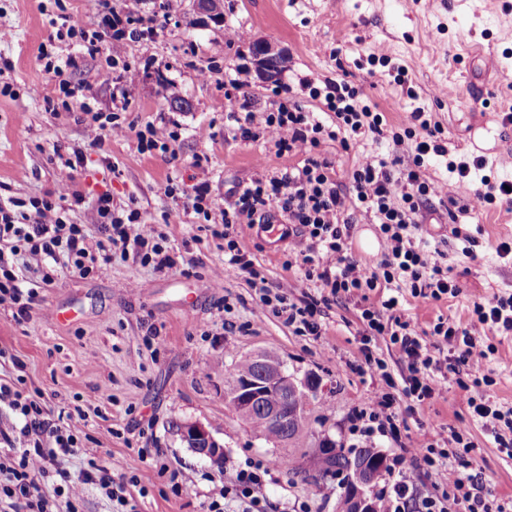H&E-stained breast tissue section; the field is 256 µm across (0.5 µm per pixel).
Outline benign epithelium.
<instances>
[{"instance_id": "obj_1", "label": "benign epithelium", "mask_w": 512, "mask_h": 512, "mask_svg": "<svg viewBox=\"0 0 512 512\" xmlns=\"http://www.w3.org/2000/svg\"><path fill=\"white\" fill-rule=\"evenodd\" d=\"M284 52L268 42H259L253 51L254 62L260 78L273 81L280 72L279 60ZM259 369L275 367L280 370L282 386L298 390L300 388L315 392L319 389V380L314 377L302 379L288 373L279 359L266 353L253 355ZM224 399L228 405L238 411L244 418L258 411L267 421L284 426L300 415V409L280 398V394L272 391L257 377L236 379L225 390ZM182 439L195 452L213 460L223 457L224 449L211 438L209 433L197 424H186L181 428ZM371 485L370 472L363 466L356 467L353 487L348 494L340 496L336 512H372V501L365 489Z\"/></svg>"}]
</instances>
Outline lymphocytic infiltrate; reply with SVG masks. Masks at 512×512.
Masks as SVG:
<instances>
[{"instance_id": "obj_1", "label": "lymphocytic infiltrate", "mask_w": 512, "mask_h": 512, "mask_svg": "<svg viewBox=\"0 0 512 512\" xmlns=\"http://www.w3.org/2000/svg\"><path fill=\"white\" fill-rule=\"evenodd\" d=\"M143 5L144 0H122L121 9L109 10L105 16L103 30L71 25L57 29L56 38L94 43L106 37L112 43L113 60H122L128 40L155 32L146 23ZM301 86L310 98L323 100L324 117H316L296 101L279 102L259 116L252 112L226 113V131L233 139L265 138L273 143L278 155L295 158L296 163L240 185L221 211L220 236L230 264L252 277L256 274L254 262L243 250L240 234L256 224L284 221L292 238L291 251L300 258L303 274L293 284L260 286L257 294L261 304L296 333L316 336L321 329V305L339 297L357 300L362 305L360 353L371 369L384 367L374 355L373 344L381 338L389 340L407 374L396 393L376 396L367 407L353 413L351 432L357 435L359 444L367 446L375 433L383 430L399 438L393 404L403 402L411 413L416 405L431 399L436 375L448 360L481 365L495 351L493 345L483 341V334H512V295H497L474 303L470 325L438 319L429 334L438 337L440 349L432 351L426 336L405 318L400 299L392 292L397 282L405 283L413 297L435 301L456 296L459 291L458 283L441 268L443 252L415 245L408 233L410 225L418 224L424 203L444 190L443 185L426 177L429 162H444L449 173L462 180L481 172L474 191L477 206L505 203L512 207V190L507 189L505 181L484 176V157L450 159L441 142V126L432 122L430 113L422 108L409 113L403 131L390 133L383 113L358 104L357 92L348 84L329 82L320 88L306 78ZM366 132L377 139L392 138L396 143L413 140V156L400 168L386 158L368 156L351 171L348 185H341L321 146L330 140L346 149L351 136ZM71 179L69 171H60L56 199L44 198L35 204L38 214L57 212L54 223L21 221L12 207L0 204V303L10 305L16 322L32 318L42 292L53 284L57 268L83 278L92 276L111 265L117 250L134 253L143 264L156 269H170L176 264L166 238L158 234L155 225L140 223L136 209L116 210L110 196L99 197L92 225L67 223L64 213L82 202L81 196L70 189ZM354 209L370 213L380 226L384 257L377 268L345 257L353 226L350 212ZM30 255L43 263L35 277L26 274V258ZM12 365L15 376L0 378V408L10 409L17 418L16 424L0 427V512H52L42 493L48 482L57 494L66 496L68 512H79L89 486L104 490L110 499L123 505L127 502V486H144L152 473H165L170 480H177V473L160 465L156 448L141 449L147 470L131 475L124 485L114 484L111 468L93 460L76 474L61 468L60 456L73 453L87 440V416L77 409L67 413L65 420L52 419L40 397L22 388L24 362L16 358ZM467 405L473 419L490 431L499 451L512 458V408L479 392L468 397ZM411 447L434 484H452L457 512H505L504 506H491L473 495V475L449 480L444 464L448 453L439 448L435 435L421 433ZM270 470V464L261 461L246 463L233 486H220L208 512H223V501L230 497L245 502L246 512H263L260 492ZM411 498L406 476L397 473L377 495L378 512H447L442 501L432 498L411 508Z\"/></svg>"}]
</instances>
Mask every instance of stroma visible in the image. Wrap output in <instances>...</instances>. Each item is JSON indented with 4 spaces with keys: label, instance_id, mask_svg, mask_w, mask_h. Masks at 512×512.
<instances>
[{
    "label": "stroma",
    "instance_id": "obj_1",
    "mask_svg": "<svg viewBox=\"0 0 512 512\" xmlns=\"http://www.w3.org/2000/svg\"><path fill=\"white\" fill-rule=\"evenodd\" d=\"M104 3L0 0L6 33L0 40V200L56 195L60 169L82 152L85 162L71 184L86 203L70 212V222L88 223L97 195L109 193L114 206L134 205L141 222L167 237L177 265L157 270L130 255L113 257L97 276L58 270L31 320L16 322L10 306L0 304V349L24 362L25 390L41 394L52 415L77 405L86 412L91 439L65 459V468L77 471L93 457L118 480L143 470L139 449L161 450L162 463L177 471L184 491L175 493L167 477L153 476L147 493L127 489L136 512H207L214 479L233 484L249 459L274 465L262 491L266 512H336L342 493L337 478L312 476L319 447L327 440L353 449V412L401 379L394 350L378 342L375 355L386 372H358L360 308L344 298L324 307L320 335L295 334L259 305L254 287L226 262L223 239L212 236L188 199H167L158 188L170 176L189 186L209 182L218 211L258 169L273 173L291 165L265 140L225 137L230 106L224 83L237 77L247 83L254 112L275 108L282 97L318 111L319 101L301 90L306 77L347 82L392 128L423 108L442 126L451 154L486 157L493 172H501L512 157V125L502 123L512 113V0H224L218 24L202 23L192 0H182L175 21L131 43L127 73L108 82L99 74L107 67L109 42L90 53L54 38L62 23L98 27ZM228 24L244 28L248 40L225 45ZM259 41L287 55L275 82L256 76L253 45ZM43 52L74 63L56 75L39 61ZM384 55L405 68L403 81L381 64ZM203 68L212 70L210 80L200 79ZM64 80L73 96L61 93ZM173 96L184 100L183 109L171 108ZM116 100L126 104L120 130H105L101 142L91 144L92 112L111 113ZM162 119L179 125V140L165 153L141 152L138 132ZM323 151L344 184L368 153L405 159L411 145L365 139L347 150L330 142ZM200 156L205 162L199 167ZM427 174L447 181L448 192L425 204L414 237L445 252L460 293L442 301L405 296V314L420 331L441 317L468 324L474 303L512 293V259L496 253L499 244L512 246V212L473 208L474 182L458 180L444 165L429 166ZM453 203L472 208L457 230L448 222ZM173 207L178 221L163 223ZM241 245L268 284L299 277V266L287 264V244L272 250L246 232ZM59 307L73 309L75 318L57 322ZM492 342L497 351L490 362L440 381L407 423L413 430L424 427L447 448L449 479L475 475L479 495L497 505L512 502V460L472 420L458 386L490 378L484 394L512 406V335ZM260 351L280 358L290 373L320 382L306 409V433L285 445L267 442L224 399L232 363ZM185 423L210 433L224 450L221 463L188 447L179 432ZM456 432L461 442L453 441Z\"/></svg>",
    "mask_w": 512,
    "mask_h": 512
}]
</instances>
